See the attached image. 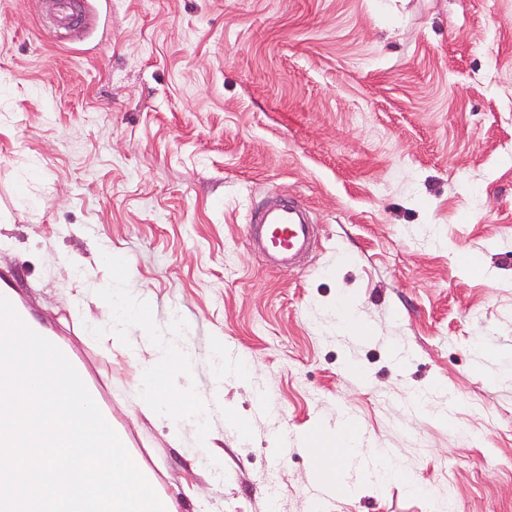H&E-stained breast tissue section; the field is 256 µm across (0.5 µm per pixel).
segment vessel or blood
Returning a JSON list of instances; mask_svg holds the SVG:
<instances>
[{
    "instance_id": "vessel-or-blood-1",
    "label": "vessel or blood",
    "mask_w": 512,
    "mask_h": 512,
    "mask_svg": "<svg viewBox=\"0 0 512 512\" xmlns=\"http://www.w3.org/2000/svg\"><path fill=\"white\" fill-rule=\"evenodd\" d=\"M254 247L263 256L265 264L272 270L288 273L294 271L298 259L309 252L316 238V226L306 209L293 201L267 202L257 222L248 228ZM0 296L7 298L24 322L30 323L33 331L41 336L55 335L53 326L33 319L21 301L15 274L12 269L0 270ZM67 357L77 370L89 393L98 395V407L104 417H111L112 408L101 396L99 382L87 371L85 361L75 352Z\"/></svg>"
}]
</instances>
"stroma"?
<instances>
[{
  "mask_svg": "<svg viewBox=\"0 0 512 512\" xmlns=\"http://www.w3.org/2000/svg\"><path fill=\"white\" fill-rule=\"evenodd\" d=\"M75 4L64 29L0 0V268L38 318L79 326L177 512H312L296 440L343 409L424 490L361 486L323 512H512V0ZM279 199L318 228L295 274L245 233ZM115 283L157 326L182 317L199 394L216 340L248 361L208 417L221 466L139 412Z\"/></svg>",
  "mask_w": 512,
  "mask_h": 512,
  "instance_id": "stroma-1",
  "label": "stroma"
}]
</instances>
